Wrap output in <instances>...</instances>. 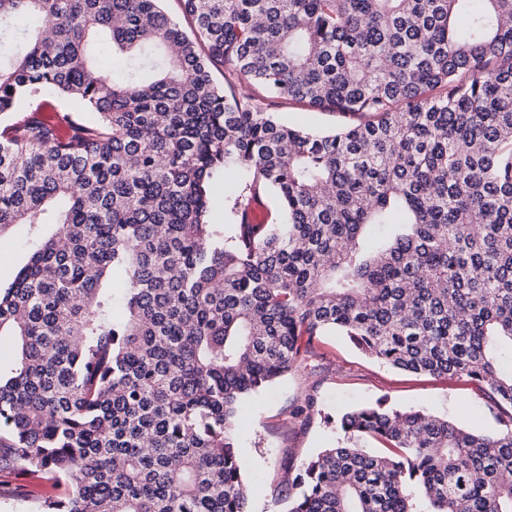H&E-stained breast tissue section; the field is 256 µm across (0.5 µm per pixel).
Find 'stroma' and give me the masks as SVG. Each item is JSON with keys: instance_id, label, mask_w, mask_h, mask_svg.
<instances>
[{"instance_id": "1", "label": "stroma", "mask_w": 512, "mask_h": 512, "mask_svg": "<svg viewBox=\"0 0 512 512\" xmlns=\"http://www.w3.org/2000/svg\"><path fill=\"white\" fill-rule=\"evenodd\" d=\"M34 236L25 224L0 232L1 286H9L25 264V243ZM314 346L310 366L289 373L272 390L249 397L238 415L235 445L249 487V512H286L285 470L299 468L322 449L336 446V421L348 408L384 400L403 409L428 410L480 433L498 427V408L484 388L468 378L415 375L380 365L333 332L318 337ZM309 398L317 414L308 420L295 417L294 409ZM35 487L55 498L68 492L51 475L28 477L14 467L9 454L0 455V512H31L27 494Z\"/></svg>"}]
</instances>
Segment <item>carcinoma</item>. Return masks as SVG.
<instances>
[{
    "instance_id": "obj_1",
    "label": "carcinoma",
    "mask_w": 512,
    "mask_h": 512,
    "mask_svg": "<svg viewBox=\"0 0 512 512\" xmlns=\"http://www.w3.org/2000/svg\"><path fill=\"white\" fill-rule=\"evenodd\" d=\"M162 2L0 0V231L57 225L0 288V432L71 489L36 512H248L238 407L329 330L503 415L349 410L288 512H512V0H180L189 31ZM257 88L349 121L281 120ZM262 196L281 221L245 223Z\"/></svg>"
}]
</instances>
